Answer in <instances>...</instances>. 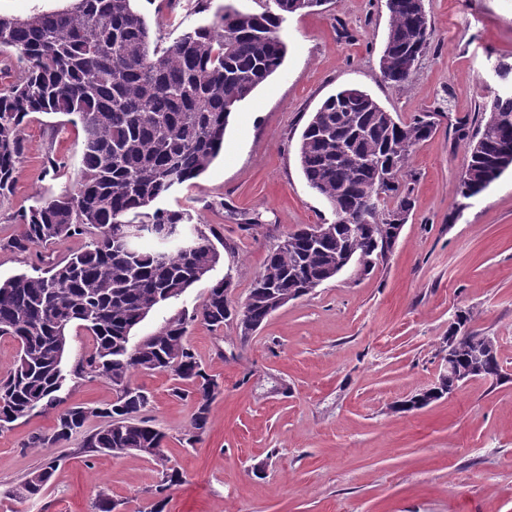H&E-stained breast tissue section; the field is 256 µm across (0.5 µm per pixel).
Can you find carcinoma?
Returning a JSON list of instances; mask_svg holds the SVG:
<instances>
[{
    "mask_svg": "<svg viewBox=\"0 0 512 512\" xmlns=\"http://www.w3.org/2000/svg\"><path fill=\"white\" fill-rule=\"evenodd\" d=\"M135 3L71 0L60 11L0 16V46L26 63L22 78L0 88V195L14 188L20 126L28 116H74L84 132L76 186L26 211L23 232L0 240V250L27 253L92 233L67 259L54 262L39 252L31 271L0 279V336L18 346L9 374L0 378V422L56 411L54 427L28 443L39 450L59 448L91 419H103L83 447L155 462L152 512H165L166 492L185 476L164 454L165 435L141 417L151 395L133 375L171 373L172 395L193 403L182 440L199 442L221 385L187 343L189 321L199 318L213 330L232 321L256 332L278 298L301 297L314 282L332 279L345 254L367 264L385 256L396 243L397 216L412 209L417 174L410 156L434 125L399 121L355 87L329 96L303 129L297 155L309 187L334 216L331 233L315 244L307 225L289 233L288 246L268 253L241 308L228 300L230 282L218 281L193 315L179 313L131 345L132 329L155 306L207 279L222 258L190 209L157 203L193 184L218 156L231 115L284 63L285 17L309 8L307 0H262L252 12L226 5L212 23L189 28L160 49ZM387 9L380 73L385 83L401 86L413 74V57L428 47L429 20L416 0H390ZM461 137L468 139V157L456 194L469 199L512 169V90L495 93L480 129ZM370 192L377 195L370 222L351 233L344 219ZM127 224L142 225L141 238L155 247L127 248ZM75 325L93 336V348L72 375L95 373L112 384L115 400L103 408L64 406L59 397ZM54 470L51 462L29 472L8 495L19 502L39 498Z\"/></svg>",
    "mask_w": 512,
    "mask_h": 512,
    "instance_id": "1",
    "label": "carcinoma"
}]
</instances>
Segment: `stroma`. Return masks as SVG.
I'll use <instances>...</instances> for the list:
<instances>
[{"label":"stroma","instance_id":"35a3bbf8","mask_svg":"<svg viewBox=\"0 0 512 512\" xmlns=\"http://www.w3.org/2000/svg\"><path fill=\"white\" fill-rule=\"evenodd\" d=\"M159 47L207 24L176 0H137ZM429 47L411 81L380 78L388 28L386 0H325L289 15L282 69L235 114L219 156L193 187L162 200L188 207L224 242L207 281L154 308L133 339L193 311L210 283L230 278L242 306L267 253L304 224L332 221L307 186L297 159L311 114L344 87L367 91L401 121L428 115L430 139L414 150L413 208L393 249L371 267L352 262L336 278L273 313L247 343L235 324L196 320L186 339L221 385L210 429L182 442L192 403L171 394L169 373H136L152 402L145 416L166 434L163 451L186 481L166 512H512V170L458 201L466 162L458 129L476 131L483 105L512 64V0H424ZM12 194L0 197V240L19 234L36 198L72 188L84 133L66 117L33 114ZM56 160L57 171L47 168ZM492 337L507 374L477 379L409 412L397 402L429 388L456 311ZM65 404L102 406L115 392L94 374L67 380ZM51 413L0 428V512H91L98 492L121 512H150L159 479L148 459L88 453L82 435L59 448H29L50 430ZM57 461L44 493L19 503L5 493L30 471ZM264 464L256 473V464Z\"/></svg>","mask_w":512,"mask_h":512}]
</instances>
